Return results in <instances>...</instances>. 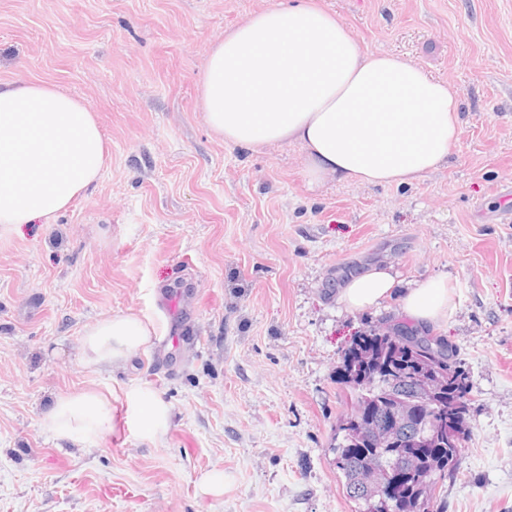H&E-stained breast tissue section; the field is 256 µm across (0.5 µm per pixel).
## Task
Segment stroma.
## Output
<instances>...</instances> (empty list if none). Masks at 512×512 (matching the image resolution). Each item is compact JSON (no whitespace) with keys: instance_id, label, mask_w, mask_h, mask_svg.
<instances>
[{"instance_id":"obj_1","label":"stroma","mask_w":512,"mask_h":512,"mask_svg":"<svg viewBox=\"0 0 512 512\" xmlns=\"http://www.w3.org/2000/svg\"><path fill=\"white\" fill-rule=\"evenodd\" d=\"M289 0H0V82L85 100L101 179L49 223L0 227V512H354L330 443L336 367L405 290L447 279L433 334L473 386L460 469L438 512H512V0H317L363 48L405 54L463 101L448 163L410 185L308 186L290 143L231 145L198 104L208 50ZM400 285L360 312L348 274ZM128 311L156 338L126 364L81 361L96 320ZM145 384L172 408L150 444L111 432L61 448L41 419L81 390ZM224 492L203 493V475Z\"/></svg>"}]
</instances>
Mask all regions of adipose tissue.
I'll use <instances>...</instances> for the list:
<instances>
[{
	"instance_id": "1",
	"label": "adipose tissue",
	"mask_w": 512,
	"mask_h": 512,
	"mask_svg": "<svg viewBox=\"0 0 512 512\" xmlns=\"http://www.w3.org/2000/svg\"><path fill=\"white\" fill-rule=\"evenodd\" d=\"M199 85L217 138L301 145L312 187L412 183L446 165L460 132L463 103L452 83L406 55L363 49L308 0L261 10L225 32ZM103 166L102 134L83 99L24 78L0 84V226L55 217L99 180ZM396 285L391 270L372 266L345 281L338 301L362 311L390 299ZM401 307L418 327L447 321V280L407 289ZM154 335L133 312L99 319L82 334V361L98 369L127 362ZM125 416L154 444L167 433L171 408L135 385L125 393ZM112 422V401L98 392L56 397L42 418L47 432L71 444L104 435Z\"/></svg>"
}]
</instances>
